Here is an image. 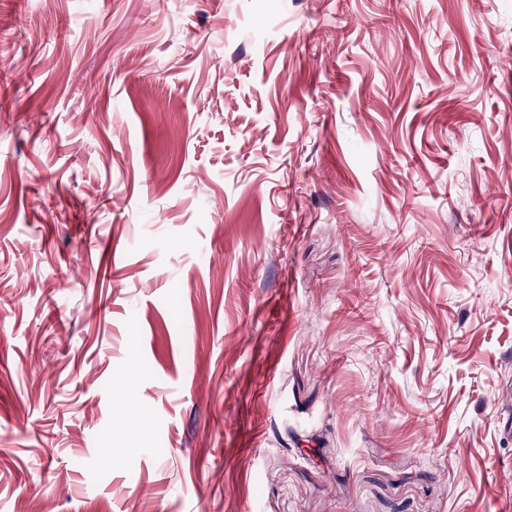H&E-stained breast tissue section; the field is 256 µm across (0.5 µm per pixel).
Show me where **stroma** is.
I'll return each instance as SVG.
<instances>
[{
  "label": "stroma",
  "mask_w": 512,
  "mask_h": 512,
  "mask_svg": "<svg viewBox=\"0 0 512 512\" xmlns=\"http://www.w3.org/2000/svg\"><path fill=\"white\" fill-rule=\"evenodd\" d=\"M512 0H0V512H499Z\"/></svg>",
  "instance_id": "obj_1"
}]
</instances>
